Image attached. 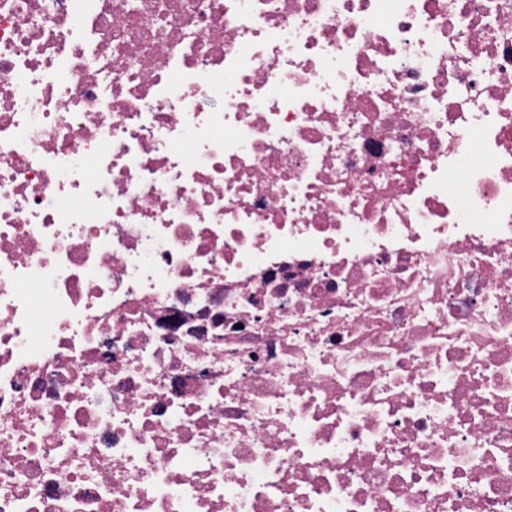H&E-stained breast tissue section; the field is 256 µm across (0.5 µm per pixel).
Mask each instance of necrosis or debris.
<instances>
[{
	"label": "necrosis or debris",
	"mask_w": 512,
	"mask_h": 512,
	"mask_svg": "<svg viewBox=\"0 0 512 512\" xmlns=\"http://www.w3.org/2000/svg\"><path fill=\"white\" fill-rule=\"evenodd\" d=\"M0 512H512V0H0Z\"/></svg>",
	"instance_id": "obj_1"
}]
</instances>
